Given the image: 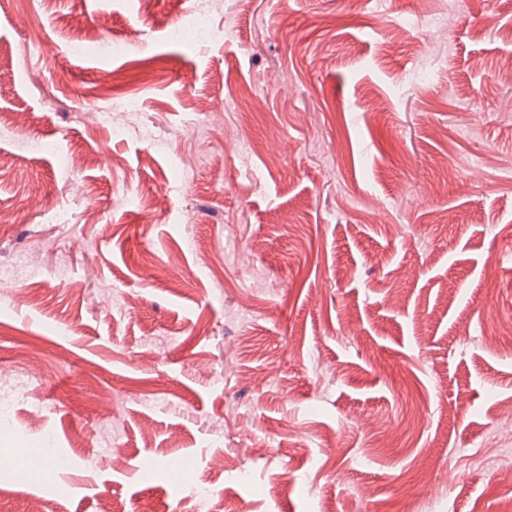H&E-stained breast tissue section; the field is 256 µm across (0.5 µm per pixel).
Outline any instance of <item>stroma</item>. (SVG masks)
I'll return each mask as SVG.
<instances>
[{
    "label": "stroma",
    "mask_w": 512,
    "mask_h": 512,
    "mask_svg": "<svg viewBox=\"0 0 512 512\" xmlns=\"http://www.w3.org/2000/svg\"><path fill=\"white\" fill-rule=\"evenodd\" d=\"M510 57L512 0H0V512H512ZM212 34L208 12L205 8L194 10L185 15L169 32L170 39H182L188 35L206 39Z\"/></svg>",
    "instance_id": "1"
}]
</instances>
